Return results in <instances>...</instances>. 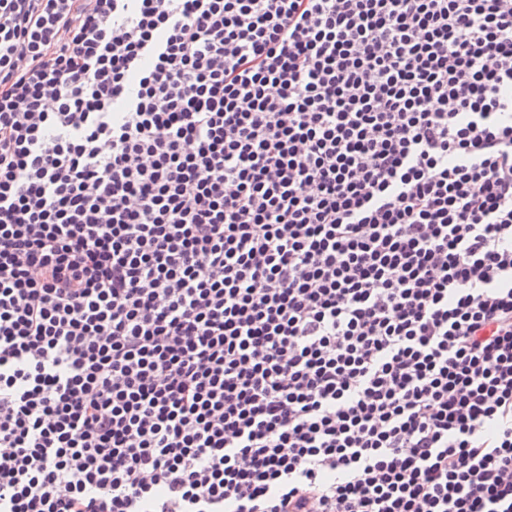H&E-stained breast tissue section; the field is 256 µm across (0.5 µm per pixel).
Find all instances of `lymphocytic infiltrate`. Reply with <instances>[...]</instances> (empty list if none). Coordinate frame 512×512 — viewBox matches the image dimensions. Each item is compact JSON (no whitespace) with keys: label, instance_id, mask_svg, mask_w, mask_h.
Segmentation results:
<instances>
[{"label":"lymphocytic infiltrate","instance_id":"f902f5d3","mask_svg":"<svg viewBox=\"0 0 512 512\" xmlns=\"http://www.w3.org/2000/svg\"><path fill=\"white\" fill-rule=\"evenodd\" d=\"M0 512H512V0H0Z\"/></svg>","mask_w":512,"mask_h":512}]
</instances>
